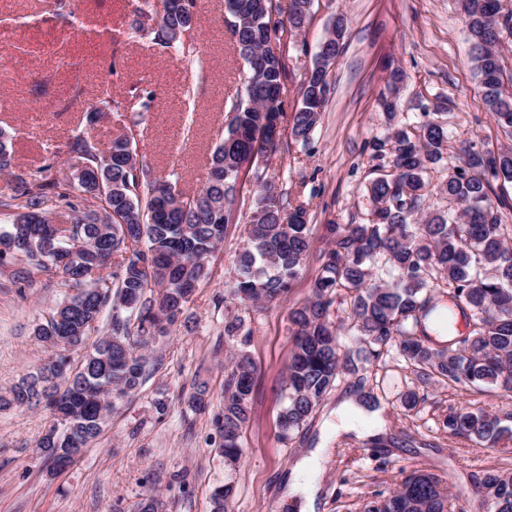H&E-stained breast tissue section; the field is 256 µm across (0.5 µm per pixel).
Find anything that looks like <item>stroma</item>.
I'll list each match as a JSON object with an SVG mask.
<instances>
[{
    "instance_id": "obj_1",
    "label": "stroma",
    "mask_w": 512,
    "mask_h": 512,
    "mask_svg": "<svg viewBox=\"0 0 512 512\" xmlns=\"http://www.w3.org/2000/svg\"><path fill=\"white\" fill-rule=\"evenodd\" d=\"M0 0V26L16 30V46L0 57V132L12 142L14 173L50 168L68 172L66 144L91 131L100 149L118 135L134 136L144 162L173 177L177 190L199 191L208 160L224 136L231 105L246 77L224 26V0H197L194 41L200 64L177 48L132 30L135 9L157 13L162 0ZM347 26L346 48L330 69L329 101L310 143L283 136L272 160H256L237 184L239 207L216 257L208 264L171 335L145 351L142 384L118 401L98 437L62 471L39 455L37 444L52 422L41 406L0 410V512H138L143 498L159 495L162 512H211L215 487L232 488L228 512H301L291 491L297 464L326 449L312 476L315 512H363L389 495L404 471L426 468L456 496L471 495L475 481L500 461L499 453L448 436L443 422L464 405L512 410V395L462 391L408 364L396 347L343 374L310 420L282 439L278 416L287 395L293 349L292 308L310 296L329 224L369 220L367 186L373 179L366 147L390 125L416 124L422 111L445 113L452 148L512 147L482 100L458 0H314L299 35L283 48V129L300 104V88L320 44L337 18ZM404 74L396 114L381 102L392 69ZM104 114L87 128L84 113ZM272 180L289 205L303 206L310 226L305 267L286 300L241 307L229 295L235 259L257 197L258 178ZM20 261L0 266V394L50 360L51 347L34 332L72 294L61 275L21 287ZM241 317L236 336L224 326ZM246 352L256 369L242 456L225 467L217 453L214 413L224 400V367ZM205 389L208 406L187 403ZM418 402L405 408L402 396ZM377 397L374 428L337 429L336 412L360 393ZM166 401L165 413L156 410Z\"/></svg>"
}]
</instances>
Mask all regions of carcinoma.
I'll return each mask as SVG.
<instances>
[{"label": "carcinoma", "instance_id": "obj_1", "mask_svg": "<svg viewBox=\"0 0 512 512\" xmlns=\"http://www.w3.org/2000/svg\"><path fill=\"white\" fill-rule=\"evenodd\" d=\"M155 16L141 10L133 27L157 43L177 45L193 60L196 47L182 42L195 22L196 0ZM235 4L228 25L248 66L245 92L232 104L224 140L212 154L209 175L196 194L175 192L138 159L127 138L112 140L106 155L92 137L77 135L67 148L77 168L54 177L45 170L25 179L11 201L16 213L0 229V263L25 264L23 284L59 273L77 293L57 306L37 337L61 355L37 373L24 376L0 395V408L44 405L55 422L38 448L54 465L73 448L81 449L101 432L115 400L134 392L147 359L140 350L170 334L205 275L209 258L224 242L234 206L239 168L252 153L274 157L281 143L255 136L264 122L282 118L260 103L282 95L286 74L282 57L265 48L272 0H225ZM313 0H290L287 22L300 30ZM478 86L495 123L512 136V95L503 91L500 35L512 33V10L501 0H461ZM344 19L336 20L301 86L300 106L290 134L308 143L330 91L328 71L343 53ZM411 128H393L369 142V159L378 176L367 187L371 220L367 224H328V248L310 284L311 296L291 314L295 350L288 362V403L279 414L283 437L302 427L332 390L340 373L358 362H373L396 344L406 361L465 391L512 393V246L508 225L490 198V181L512 182V149L459 148V164L434 185L433 171L448 154V129L439 112L421 113ZM448 201L418 218L429 196ZM246 240L238 256L230 296L243 306L283 300L300 275L309 250L306 210L284 212L281 195L262 185ZM116 271L107 272L119 250ZM360 346L341 352L331 322L338 297ZM112 308L111 330L91 337L102 311ZM467 332L442 350L431 346L425 321L434 316L452 330L455 312ZM84 349L78 369L65 353ZM256 370L241 353L224 378V405L214 417L224 463H236L240 437L249 420ZM451 437L496 448L508 432L502 418L484 408L448 413ZM504 467H494L474 484L473 495L449 504L438 475L426 469L405 473L388 497L368 502L364 512H512V469L501 448ZM231 487L211 495L212 512H227Z\"/></svg>", "mask_w": 512, "mask_h": 512}]
</instances>
